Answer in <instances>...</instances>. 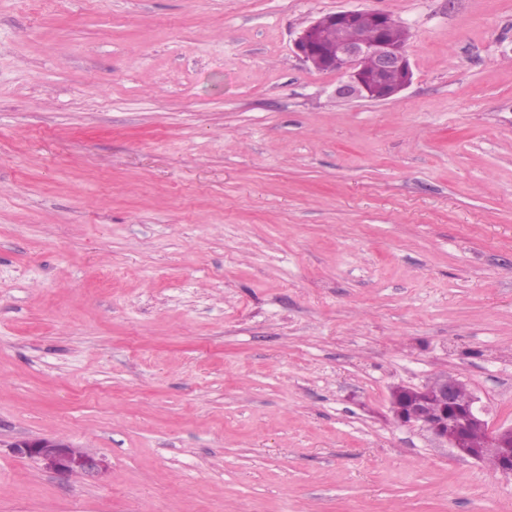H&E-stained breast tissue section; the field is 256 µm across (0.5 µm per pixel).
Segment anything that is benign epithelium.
Masks as SVG:
<instances>
[{"label": "benign epithelium", "mask_w": 512, "mask_h": 512, "mask_svg": "<svg viewBox=\"0 0 512 512\" xmlns=\"http://www.w3.org/2000/svg\"><path fill=\"white\" fill-rule=\"evenodd\" d=\"M393 23L389 14L370 9L329 13L304 27L294 48L314 69L345 77L336 88V97L388 101L413 78L405 44L389 34ZM359 29L370 32L371 37H348L347 32ZM390 409L398 424L416 427L459 456L475 461L483 459L485 448L469 447L468 435L475 428L484 430L486 448L498 456L497 471L512 478V425L490 426L474 395L468 404H460L458 379L440 376L421 386H397L390 394ZM11 448L60 476L99 478L108 469L104 458L91 449L58 439H22Z\"/></svg>", "instance_id": "obj_1"}]
</instances>
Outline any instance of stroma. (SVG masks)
<instances>
[{
  "instance_id": "35a3bbf8",
  "label": "stroma",
  "mask_w": 512,
  "mask_h": 512,
  "mask_svg": "<svg viewBox=\"0 0 512 512\" xmlns=\"http://www.w3.org/2000/svg\"><path fill=\"white\" fill-rule=\"evenodd\" d=\"M348 9L394 100L296 55ZM442 374L512 424V0H0V512H512ZM387 13L354 9L329 13L310 22L294 41L296 53L321 72H336L345 81L336 97L383 102L410 85L413 71L406 53L407 29ZM391 36L399 41H395ZM366 30L369 38H350L351 30ZM336 33V40L329 38ZM402 42V43H400ZM458 394L461 401L468 398L466 384L459 381L458 389V379L440 376L421 386L393 388L390 409L398 424L417 427L443 447L454 449L461 457L475 461L491 457L497 467L498 456L497 471L512 478V425L490 426L484 418L483 408L478 405V398L471 394L468 404L461 405ZM481 429L486 434V448ZM469 443L474 448H470ZM487 448L493 449L497 456L492 450L485 453ZM11 448L16 454L27 457L60 476L82 475L99 478L108 469L104 458L91 449L58 439H22L13 443Z\"/></svg>"
}]
</instances>
